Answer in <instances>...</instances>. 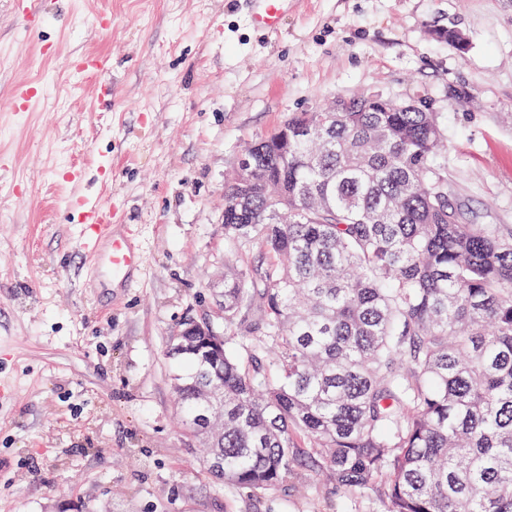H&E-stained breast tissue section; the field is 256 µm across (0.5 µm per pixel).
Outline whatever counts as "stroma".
<instances>
[{
    "instance_id": "35a3bbf8",
    "label": "stroma",
    "mask_w": 512,
    "mask_h": 512,
    "mask_svg": "<svg viewBox=\"0 0 512 512\" xmlns=\"http://www.w3.org/2000/svg\"><path fill=\"white\" fill-rule=\"evenodd\" d=\"M251 8L63 0L27 33L0 0V512H347L307 473L261 497L213 483L169 380L183 322L224 329L225 180L288 114L363 90L427 98L465 218L512 225V0H295L272 35ZM448 28L467 49L436 38ZM83 53L103 56L111 104L69 66ZM26 80L45 93L18 115ZM74 166L145 254L134 287L88 282L60 177Z\"/></svg>"
}]
</instances>
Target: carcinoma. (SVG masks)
I'll list each match as a JSON object with an SVG mask.
<instances>
[{
	"label": "carcinoma",
	"instance_id": "cac0c4a2",
	"mask_svg": "<svg viewBox=\"0 0 512 512\" xmlns=\"http://www.w3.org/2000/svg\"><path fill=\"white\" fill-rule=\"evenodd\" d=\"M346 102L289 115L288 154L260 138L225 186L224 343L184 324L168 351L184 433L251 496L304 470L384 512H512V225L462 218L419 97Z\"/></svg>",
	"mask_w": 512,
	"mask_h": 512
}]
</instances>
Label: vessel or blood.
<instances>
[{
	"label": "vessel or blood",
	"instance_id": "vessel-or-blood-1",
	"mask_svg": "<svg viewBox=\"0 0 512 512\" xmlns=\"http://www.w3.org/2000/svg\"><path fill=\"white\" fill-rule=\"evenodd\" d=\"M255 8L249 17L250 25L264 33L276 32L281 20L293 0H254ZM58 0H17L16 9L25 27L36 26L41 18L56 10ZM105 62L96 54L73 57L71 66L76 71L102 75L99 92L104 100L112 98V81L104 77ZM40 85L25 82L15 86L13 102L18 109H30L39 99ZM75 202L81 212L82 233L78 248L93 262H105L113 279L130 281L133 275L145 265L143 252L135 247L130 236L113 233V211L109 202L87 195L76 196Z\"/></svg>",
	"mask_w": 512,
	"mask_h": 512
}]
</instances>
